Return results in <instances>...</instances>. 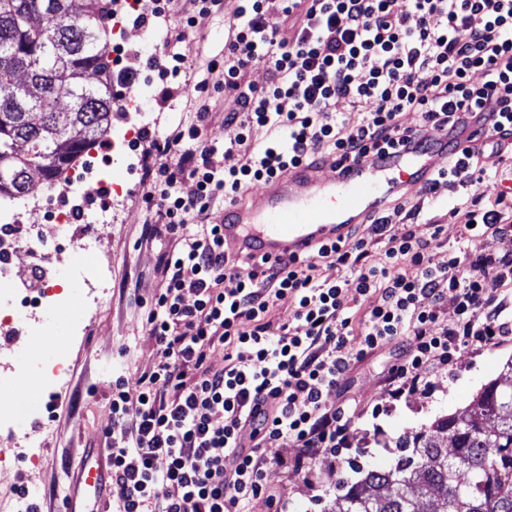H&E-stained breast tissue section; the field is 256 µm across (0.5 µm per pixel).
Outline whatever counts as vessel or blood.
I'll return each instance as SVG.
<instances>
[{
    "mask_svg": "<svg viewBox=\"0 0 512 512\" xmlns=\"http://www.w3.org/2000/svg\"><path fill=\"white\" fill-rule=\"evenodd\" d=\"M473 129L454 139L408 144L384 157L370 156L337 168L334 161L298 165L265 184L262 193L243 192L225 203L219 218L225 241L238 251L271 261L313 255L321 246L346 241L350 229L402 200L409 187L425 190L434 158L463 154ZM103 460L79 465L81 495L68 498L62 512H103Z\"/></svg>",
    "mask_w": 512,
    "mask_h": 512,
    "instance_id": "b4317fda",
    "label": "vessel or blood"
}]
</instances>
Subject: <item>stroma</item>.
I'll return each instance as SVG.
<instances>
[{
    "mask_svg": "<svg viewBox=\"0 0 512 512\" xmlns=\"http://www.w3.org/2000/svg\"><path fill=\"white\" fill-rule=\"evenodd\" d=\"M239 5V0H222L217 14L183 35L176 20L168 19L152 45L144 40V27L130 21L111 34V42L136 47L146 56L173 46L190 67L189 72L169 78L174 91L170 101L161 102L157 91H150L144 100L145 126L163 135L178 123L194 120L196 76L205 72L210 60L222 58L224 26ZM406 202L419 209L413 219L418 235L429 236L431 224H440L441 245L434 249L432 258L437 263L447 262L448 249L459 237L458 219L449 216L443 203L413 189ZM107 206L112 209V227L104 238L110 260L109 285L100 294L95 316L84 334L70 332L71 323L82 313L80 301L55 314L58 339L68 349L67 382L54 391L49 426L26 418L20 431L0 432V449L7 451L14 443L25 441L38 459L37 465L27 468L14 467L8 460L0 462V512H22L24 503L15 493L20 485L39 503L41 512H59L74 490L80 460L94 449L112 445L109 398L113 372L134 380L157 358L156 344L143 331L144 304L161 286L155 265L167 243L140 240L143 226L152 216L142 199L140 182L127 185L111 202L87 200L84 224H91L94 214ZM511 358L512 341L474 346L434 378L431 392L408 395L391 413L379 417L373 416L372 409L385 391V378L397 363L399 352L387 346L356 363L342 382V394L352 417L350 446L358 468L390 463L399 453L395 446L399 435L429 426L438 415L467 410L481 386L499 377ZM296 453L292 446L267 449L272 459L266 468L270 492L251 500L249 512H320L332 505L337 478L351 482L359 478L358 469L337 470L333 457L320 448L310 451V474L298 473L289 465Z\"/></svg>",
    "mask_w": 512,
    "mask_h": 512,
    "instance_id": "stroma-1",
    "label": "stroma"
}]
</instances>
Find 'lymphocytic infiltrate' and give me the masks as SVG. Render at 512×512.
<instances>
[{"mask_svg": "<svg viewBox=\"0 0 512 512\" xmlns=\"http://www.w3.org/2000/svg\"><path fill=\"white\" fill-rule=\"evenodd\" d=\"M396 3L243 0L223 59L207 66L233 95L224 138L202 139L197 123L164 137L140 128L149 144L140 182L158 216L141 239L172 246L159 256L164 286L144 320L157 359L136 381L112 377L107 483L120 494L109 512H245L266 490L264 449L293 444L301 473L311 448L344 465L352 420L327 396L356 361L392 343L405 348L390 369L385 397L394 401L430 389L460 350L512 336V254L494 247L512 218V189L482 193L493 179L484 150L449 156L427 188L462 190L449 213L466 225L444 264L430 255L438 232L418 236L402 204L370 226L384 242L376 262L368 236L355 234L309 260L232 258L209 219L213 199L294 165L355 162L476 117L489 121L490 137L512 138V0H408L402 11ZM168 60L117 49L112 81L134 91L143 68L163 72ZM254 63L268 68L264 88L244 80ZM340 98L357 104L359 117H338ZM405 112L419 113V124L403 125ZM256 128L283 138L253 144ZM186 180L195 185L187 197ZM477 236L484 245L474 251ZM323 262L335 277L316 275ZM284 299L294 313L279 324L269 311ZM361 299L370 306L357 322L349 303ZM217 349L220 367L210 361Z\"/></svg>", "mask_w": 512, "mask_h": 512, "instance_id": "lymphocytic-infiltrate-1", "label": "lymphocytic infiltrate"}]
</instances>
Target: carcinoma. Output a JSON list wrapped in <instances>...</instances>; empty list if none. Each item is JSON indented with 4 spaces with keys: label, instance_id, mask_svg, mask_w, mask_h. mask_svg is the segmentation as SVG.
I'll list each match as a JSON object with an SVG mask.
<instances>
[{
    "label": "carcinoma",
    "instance_id": "cac0c4a2",
    "mask_svg": "<svg viewBox=\"0 0 512 512\" xmlns=\"http://www.w3.org/2000/svg\"><path fill=\"white\" fill-rule=\"evenodd\" d=\"M99 0H0V197L49 183L108 129L112 77ZM68 98L59 107L60 97ZM401 454L338 483L342 510L512 512V382L482 386L469 408L400 439Z\"/></svg>",
    "mask_w": 512,
    "mask_h": 512
}]
</instances>
